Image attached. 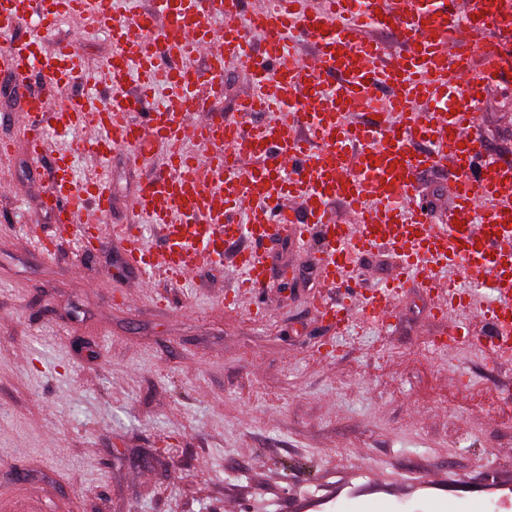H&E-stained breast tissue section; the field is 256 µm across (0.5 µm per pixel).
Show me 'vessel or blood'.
Returning a JSON list of instances; mask_svg holds the SVG:
<instances>
[{"instance_id": "b4317fda", "label": "vessel or blood", "mask_w": 512, "mask_h": 512, "mask_svg": "<svg viewBox=\"0 0 512 512\" xmlns=\"http://www.w3.org/2000/svg\"><path fill=\"white\" fill-rule=\"evenodd\" d=\"M90 17L112 39V57L95 71L83 69L70 47L45 48L61 17ZM216 16L221 29L208 22ZM26 38H14L21 22ZM260 46H253L249 29ZM394 31L400 61L384 63V47L368 29ZM315 41L312 57L295 47V32ZM512 0H269L246 11L245 0H152L148 12L136 0H0V73L23 82L39 71L50 89L30 95L25 110L35 125L27 136L31 155H41L50 131L91 128L99 162L125 151L139 164L155 149L165 169L141 187L134 223L160 228L152 247L124 234L127 265L179 281L203 265L222 261L227 244L248 239L238 258L244 293L263 288V244L293 231L307 244L320 231L315 253L323 283L354 288L351 265L358 255L386 250L397 264L382 287L357 305L318 307L337 324L360 314L375 323L392 317L394 296L414 278L431 293L457 343L459 312L488 322L492 332L478 346L512 353V160L489 154L480 133L479 107L487 87L512 53ZM206 56L207 73L186 66ZM180 59L177 68L160 57ZM235 61L251 74L234 119L208 111L224 95V64ZM336 83L325 88V76ZM74 82L106 85L107 102L91 93L59 95ZM140 90L128 92L130 83ZM386 96H378V89ZM267 120L252 123L254 113ZM367 112L371 121L355 120ZM424 150H414V142ZM441 167L451 192L447 221L428 223L413 192L420 175ZM47 208L64 226L80 227L81 248L94 235L85 214L105 219L112 210L109 180L76 179L67 154L51 171ZM260 211L261 222L239 223L241 201ZM341 203L339 221L329 211Z\"/></svg>"}]
</instances>
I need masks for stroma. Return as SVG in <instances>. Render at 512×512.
<instances>
[{
    "label": "stroma",
    "instance_id": "stroma-1",
    "mask_svg": "<svg viewBox=\"0 0 512 512\" xmlns=\"http://www.w3.org/2000/svg\"><path fill=\"white\" fill-rule=\"evenodd\" d=\"M63 44L90 67L113 52L78 17L46 47ZM45 86L0 78V139L15 144L0 159V512H512V356L443 348L415 281L388 327L337 335L314 310L336 291L289 235L264 244L255 298L233 296V245L182 283L134 271L109 227L131 221L159 152L138 166L113 152L112 211L82 251L42 200L58 152L77 178L94 169L91 135L28 153L22 101ZM481 128L512 158V70ZM417 198L443 222L442 169Z\"/></svg>",
    "mask_w": 512,
    "mask_h": 512
}]
</instances>
